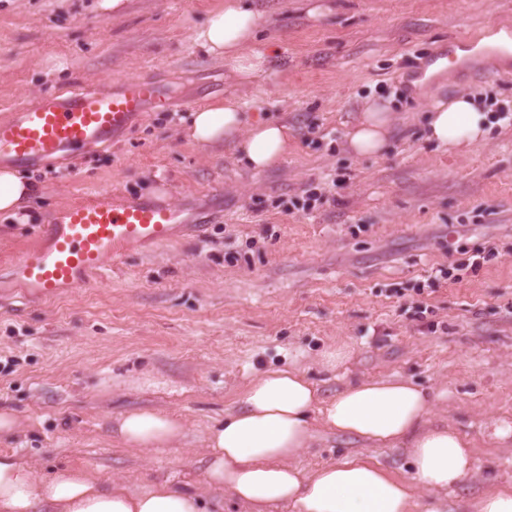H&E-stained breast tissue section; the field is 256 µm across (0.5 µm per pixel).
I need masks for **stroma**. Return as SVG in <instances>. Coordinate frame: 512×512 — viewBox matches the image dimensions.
Returning a JSON list of instances; mask_svg holds the SVG:
<instances>
[{"label": "stroma", "mask_w": 512, "mask_h": 512, "mask_svg": "<svg viewBox=\"0 0 512 512\" xmlns=\"http://www.w3.org/2000/svg\"><path fill=\"white\" fill-rule=\"evenodd\" d=\"M224 0H0V118L67 88L146 75L168 110H147L112 145L27 170L29 219L0 215V263L33 243L61 207L93 190L179 205L204 217L203 237L128 252L101 284L52 300L0 282V411L14 433L0 451L38 470L85 466L140 492L158 480L196 488L207 512H243L208 486L211 427L265 371L294 367L322 398L361 380L405 379L428 389L430 422L474 444L477 468L458 486L416 494L414 512H472L512 486V126L454 154L427 136L428 112L459 93L489 111L512 109V55L461 57L454 77L427 75L449 37L512 33V0H254L267 70L239 84L193 41ZM493 68L488 79L474 68ZM231 97L247 117L287 123L288 153L256 174L232 143L187 131L193 104ZM391 116L382 154L359 157L349 125L371 104ZM316 188L312 209L292 200ZM223 189L216 197L214 189ZM494 247L480 270L436 271L462 251ZM349 344L344 364L325 355ZM130 410L185 421L163 447L135 448L117 432ZM362 453L398 477L405 448H371L315 427L295 464L312 469Z\"/></svg>", "instance_id": "stroma-1"}]
</instances>
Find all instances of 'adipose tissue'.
Wrapping results in <instances>:
<instances>
[{
  "label": "adipose tissue",
  "mask_w": 512,
  "mask_h": 512,
  "mask_svg": "<svg viewBox=\"0 0 512 512\" xmlns=\"http://www.w3.org/2000/svg\"><path fill=\"white\" fill-rule=\"evenodd\" d=\"M263 15L252 0H224L194 33L208 54L223 59L238 81L262 74L273 53L258 42ZM391 117L369 106L346 134L354 154L373 156L387 146ZM489 114L462 94L436 104L428 136L454 153L482 140ZM288 126L270 119L247 121L230 101L192 112L189 134L202 145L235 139L240 160L261 173L278 164L288 148ZM434 398L409 380H365L327 400L300 371L274 370L255 377L237 408L209 433L204 470L208 485L227 489L249 512H271L281 504L293 512H411L417 489L454 487L476 468L471 441L457 429L429 423ZM353 435L375 447L407 444L410 479L391 476L360 455H347L307 472L295 458L313 438L312 424ZM123 441L135 447L168 444L183 431L181 421L157 411H130L119 418ZM0 512H204L199 492L161 480L133 493L111 478L65 467L39 473L12 452H0Z\"/></svg>",
  "instance_id": "obj_1"
}]
</instances>
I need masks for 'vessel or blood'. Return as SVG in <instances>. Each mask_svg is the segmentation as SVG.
Returning a JSON list of instances; mask_svg holds the SVG:
<instances>
[{
	"instance_id": "b4317fda",
	"label": "vessel or blood",
	"mask_w": 512,
	"mask_h": 512,
	"mask_svg": "<svg viewBox=\"0 0 512 512\" xmlns=\"http://www.w3.org/2000/svg\"><path fill=\"white\" fill-rule=\"evenodd\" d=\"M150 77L121 79L113 88L77 89L42 100L0 119V165L39 167L97 145L112 143L147 108H166ZM204 235L203 224H185L180 208L127 199L106 190L65 205L41 228L37 241L10 262L12 280L52 298L66 288L96 283L126 252L175 242L182 232Z\"/></svg>"
}]
</instances>
